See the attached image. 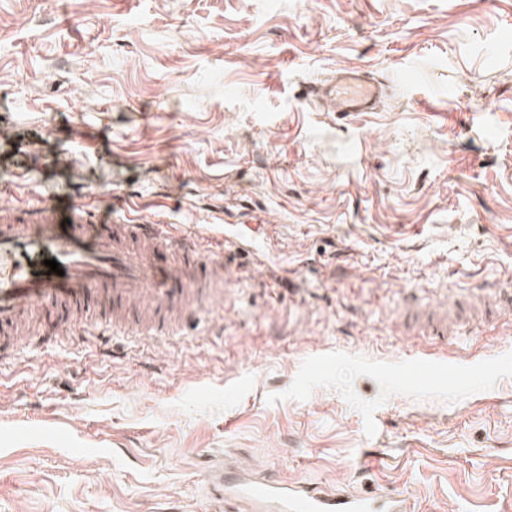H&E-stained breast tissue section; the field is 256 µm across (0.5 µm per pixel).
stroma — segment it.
I'll list each match as a JSON object with an SVG mask.
<instances>
[{
	"instance_id": "1",
	"label": "stroma",
	"mask_w": 512,
	"mask_h": 512,
	"mask_svg": "<svg viewBox=\"0 0 512 512\" xmlns=\"http://www.w3.org/2000/svg\"><path fill=\"white\" fill-rule=\"evenodd\" d=\"M1 125L0 207L252 249L180 341L0 363V512H219L228 459L512 512V332L402 326L512 287V0H0ZM352 71L336 77V105L340 112H372L376 109L379 93L373 85H363Z\"/></svg>"
}]
</instances>
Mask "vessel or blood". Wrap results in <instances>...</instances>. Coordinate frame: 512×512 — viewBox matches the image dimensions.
Instances as JSON below:
<instances>
[{
    "label": "vessel or blood",
    "instance_id": "vessel-or-blood-1",
    "mask_svg": "<svg viewBox=\"0 0 512 512\" xmlns=\"http://www.w3.org/2000/svg\"><path fill=\"white\" fill-rule=\"evenodd\" d=\"M379 93L351 71L336 78L342 112H371ZM41 223H0V359L20 344H33L20 318L40 309L66 334L72 311L82 324L110 325L113 335L173 336L185 320L211 312L204 286L220 269L199 236L176 235L167 224H56L55 207L43 204ZM59 273H49L47 261ZM484 305V319H506L512 290L481 286L466 298L434 308L408 310L409 328L445 338L470 323L472 300ZM209 483L224 489V512H416L413 500L393 489L292 482L268 470L251 474L228 464L210 470Z\"/></svg>",
    "mask_w": 512,
    "mask_h": 512
}]
</instances>
